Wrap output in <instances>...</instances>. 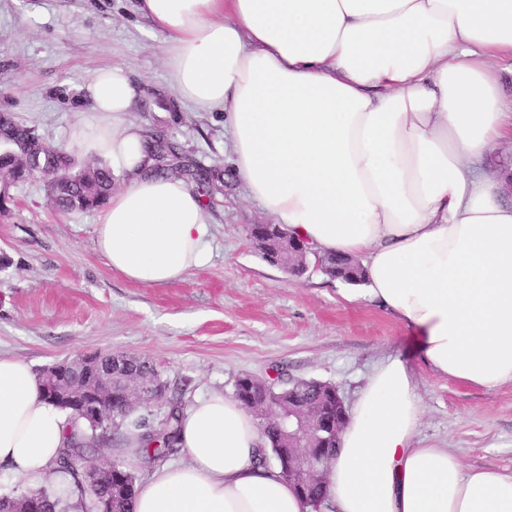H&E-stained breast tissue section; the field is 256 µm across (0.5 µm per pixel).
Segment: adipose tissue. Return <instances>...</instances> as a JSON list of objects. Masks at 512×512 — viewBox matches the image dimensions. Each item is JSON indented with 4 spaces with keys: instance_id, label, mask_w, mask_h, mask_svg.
<instances>
[{
    "instance_id": "obj_1",
    "label": "adipose tissue",
    "mask_w": 512,
    "mask_h": 512,
    "mask_svg": "<svg viewBox=\"0 0 512 512\" xmlns=\"http://www.w3.org/2000/svg\"><path fill=\"white\" fill-rule=\"evenodd\" d=\"M172 88L220 111L249 196L321 255L364 259L369 296L413 328L422 358L486 390L512 385V204L483 166L512 143L499 67L512 0H140ZM71 143L124 179L95 245L113 272L177 282L211 257L201 197L151 171L122 67L96 69ZM418 384L398 360L369 377L326 466L320 507L258 457L255 417L210 393L184 408L185 458L147 471L133 512H512V469H467L420 446ZM68 415L0 354V470L36 486Z\"/></svg>"
}]
</instances>
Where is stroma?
Instances as JSON below:
<instances>
[{
	"label": "stroma",
	"instance_id": "obj_1",
	"mask_svg": "<svg viewBox=\"0 0 512 512\" xmlns=\"http://www.w3.org/2000/svg\"><path fill=\"white\" fill-rule=\"evenodd\" d=\"M122 66L140 92L129 119L189 168H221L204 194L212 256L180 281L142 285L95 247L98 210L59 211L42 182L11 181L0 209V353L40 372L103 350L153 364L184 403L234 397L238 378L332 383L354 403L373 370L397 359L419 380L416 439L450 448L467 468L512 469V385L488 391L426 365L419 338L371 302L365 285L324 274L308 257L293 277L268 264L248 229L270 223L237 180L222 112H199L167 82L162 37L136 0H0V112L65 144L100 67Z\"/></svg>",
	"mask_w": 512,
	"mask_h": 512
}]
</instances>
